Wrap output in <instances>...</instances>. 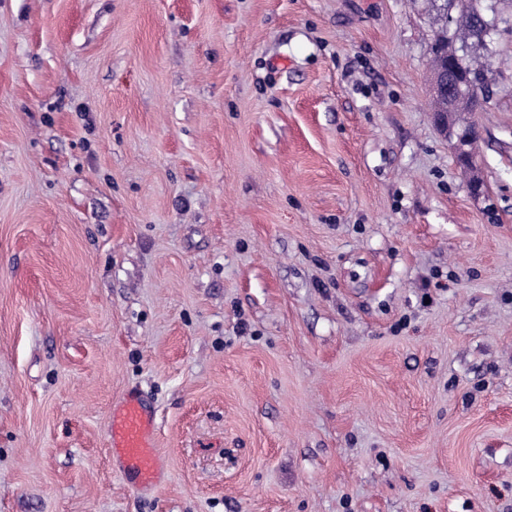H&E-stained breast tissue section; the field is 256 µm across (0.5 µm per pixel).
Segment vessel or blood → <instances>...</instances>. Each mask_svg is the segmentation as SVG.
Returning a JSON list of instances; mask_svg holds the SVG:
<instances>
[{"instance_id": "vessel-or-blood-1", "label": "vessel or blood", "mask_w": 512, "mask_h": 512, "mask_svg": "<svg viewBox=\"0 0 512 512\" xmlns=\"http://www.w3.org/2000/svg\"><path fill=\"white\" fill-rule=\"evenodd\" d=\"M109 453L118 469L140 488L155 487L162 460L156 449V415L134 393L126 394L113 407Z\"/></svg>"}]
</instances>
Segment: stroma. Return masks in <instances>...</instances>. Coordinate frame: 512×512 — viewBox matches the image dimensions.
<instances>
[{"instance_id": "stroma-1", "label": "stroma", "mask_w": 512, "mask_h": 512, "mask_svg": "<svg viewBox=\"0 0 512 512\" xmlns=\"http://www.w3.org/2000/svg\"><path fill=\"white\" fill-rule=\"evenodd\" d=\"M492 2L467 170L429 0H0V512H512ZM107 446L112 461L139 488L155 487L162 460L156 449V415L136 393H128L112 408Z\"/></svg>"}]
</instances>
